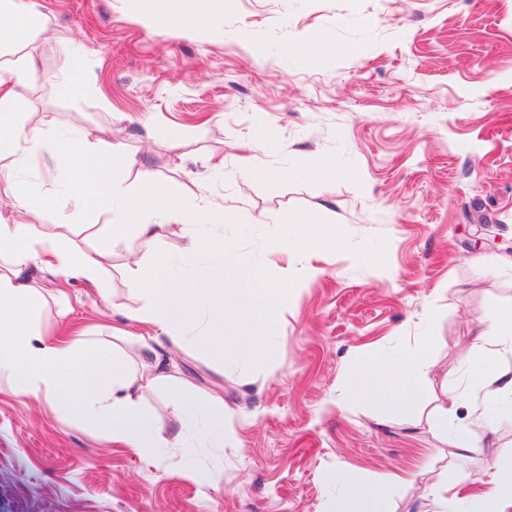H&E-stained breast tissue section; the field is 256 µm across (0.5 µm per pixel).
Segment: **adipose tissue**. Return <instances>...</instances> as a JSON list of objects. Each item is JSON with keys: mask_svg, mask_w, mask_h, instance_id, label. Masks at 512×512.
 I'll return each mask as SVG.
<instances>
[{"mask_svg": "<svg viewBox=\"0 0 512 512\" xmlns=\"http://www.w3.org/2000/svg\"><path fill=\"white\" fill-rule=\"evenodd\" d=\"M159 31L184 27L207 31L224 17V0H132ZM38 11L34 0H0V49L26 43ZM37 69L33 57L22 56L5 64L9 85L0 90V155L13 156L23 166L42 164L47 132L34 127L20 132L13 105L17 86ZM55 159L69 175L61 188L63 207L56 209L55 228L41 230L25 222V215L42 211L43 196L13 182L0 184V202L18 214V221L0 224V378L11 382L14 395L45 398L61 413L112 441L146 451L182 448L186 445L187 414L180 399L169 406L175 428L169 436L153 432L138 408L136 379L128 356L84 338L64 341L41 331L38 320L54 294L33 269L41 265L56 274L92 285L103 280L107 251L79 248L67 234L70 217L87 211L109 212L110 242L121 240L128 226H135L145 246L161 238L170 220L194 227L200 224H235L236 207L208 199L203 194L172 188L167 183L144 182L134 207H126L124 195L113 182L116 170L130 165L116 145L103 151L83 148L79 139L63 137L55 143ZM280 223L293 227L296 250L317 257L336 249L341 231L320 224L302 213L280 215ZM489 345L471 350L464 364L466 384L443 388L441 398L428 413L435 435L451 436L453 449L469 451L474 442L468 432L449 431L458 409H465L474 424L501 415L503 403L512 400V370L494 364V356H512V305L499 308L484 331ZM432 360L426 349L416 348L386 363L363 360L358 369L364 379L358 396L391 416L411 414L418 406L428 381ZM333 480L346 488L336 512H378L384 488L363 487L356 472L337 470ZM466 512H512V465H493L486 487L462 496Z\"/></svg>", "mask_w": 512, "mask_h": 512, "instance_id": "obj_1", "label": "adipose tissue"}]
</instances>
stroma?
Returning a JSON list of instances; mask_svg holds the SVG:
<instances>
[{
  "instance_id": "1",
  "label": "stroma",
  "mask_w": 512,
  "mask_h": 512,
  "mask_svg": "<svg viewBox=\"0 0 512 512\" xmlns=\"http://www.w3.org/2000/svg\"><path fill=\"white\" fill-rule=\"evenodd\" d=\"M38 2L29 41L0 50L37 62L17 89L19 125L49 120L92 148L123 145L135 160L116 175L128 195L146 178L205 187L238 207L244 261L297 283L278 314L277 355L250 369L134 321L127 281L152 258L135 232L112 249L108 300L45 274L66 297L43 312V329H84L105 344L127 330L168 361L166 383L131 364L161 434L178 392L192 405L222 397L234 415L217 439L148 461L47 401L1 392L8 512H334L340 468L386 487L383 512H424L430 484L464 472L477 489L487 457L512 462L510 418L475 430L474 448L456 455L426 413L379 415L351 383L364 357L423 345L434 360L429 402L459 372L479 319L512 303V270L485 260L512 255V0H224L206 34L153 32L130 0ZM316 34L335 48L321 60L301 51ZM320 157L336 177L312 172ZM255 166L270 177L253 176ZM0 172L49 198L65 176L6 158ZM286 211L342 225L339 250L274 251ZM194 232L233 237L225 224L173 221L157 249L178 253Z\"/></svg>"
}]
</instances>
